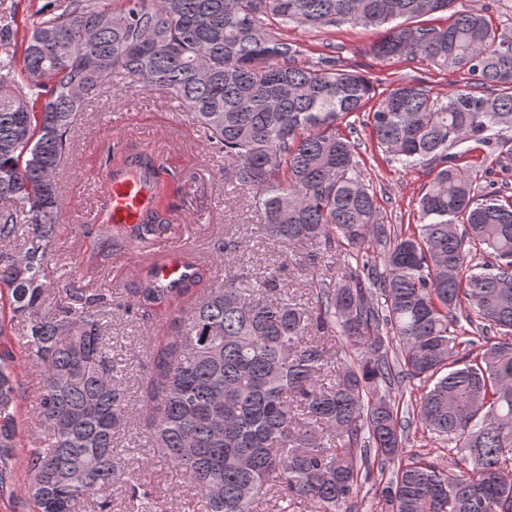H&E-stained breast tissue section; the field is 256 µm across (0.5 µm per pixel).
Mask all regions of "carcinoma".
<instances>
[{
  "instance_id": "cac0c4a2",
  "label": "carcinoma",
  "mask_w": 512,
  "mask_h": 512,
  "mask_svg": "<svg viewBox=\"0 0 512 512\" xmlns=\"http://www.w3.org/2000/svg\"><path fill=\"white\" fill-rule=\"evenodd\" d=\"M460 2L51 0L28 22L21 62L0 59V304L47 365L29 512H111L116 484L130 512H157L153 487L126 476L115 446L129 408L104 335L110 299L81 286L77 266L56 290L45 282L68 134L114 77L177 100L206 147L233 160L263 215L250 235L305 248L288 259L309 285L305 304L279 267L234 271L248 243L235 234L213 243L222 287L197 289L210 276L201 263L175 290L149 269L135 288L132 311L147 321L181 303L146 379L145 427L197 512H351L361 475L388 467L387 512H512V199L475 192L478 172L452 152L474 141L512 159V30L464 7L445 27L417 23ZM348 21L389 25L375 58L421 57L473 88L441 98L403 84L378 97L366 75L333 56L309 64L279 33ZM366 106L386 162L430 168L411 234L379 222L342 131ZM154 176L148 235L167 229L170 209L171 182ZM342 244L349 272L327 281ZM414 379L433 385L402 419L396 396ZM18 390L0 349V495L16 482ZM414 424L467 467L404 448Z\"/></svg>"
}]
</instances>
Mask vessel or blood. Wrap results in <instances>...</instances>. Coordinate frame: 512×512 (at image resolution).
Returning <instances> with one entry per match:
<instances>
[{
  "label": "vessel or blood",
  "mask_w": 512,
  "mask_h": 512,
  "mask_svg": "<svg viewBox=\"0 0 512 512\" xmlns=\"http://www.w3.org/2000/svg\"><path fill=\"white\" fill-rule=\"evenodd\" d=\"M98 180L107 192L103 204L91 212V222L113 229L126 242L139 240L140 225L156 192L150 169L136 163L119 171L106 166L99 172ZM186 251L187 244L181 235L153 247L148 264L159 285L177 288L194 276L195 268L189 264Z\"/></svg>",
  "instance_id": "vessel-or-blood-1"
}]
</instances>
